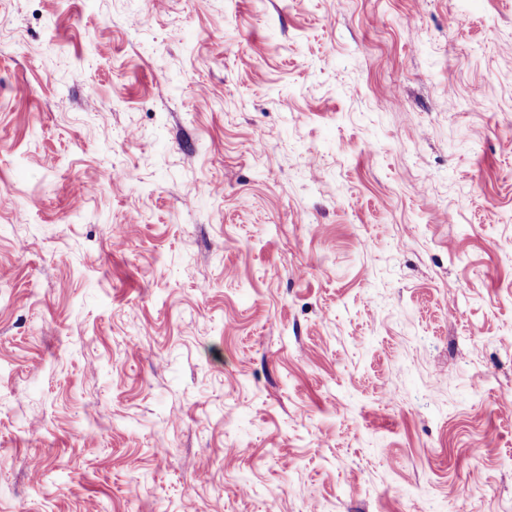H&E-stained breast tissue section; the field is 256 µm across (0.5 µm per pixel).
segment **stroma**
<instances>
[{"instance_id": "35a3bbf8", "label": "stroma", "mask_w": 512, "mask_h": 512, "mask_svg": "<svg viewBox=\"0 0 512 512\" xmlns=\"http://www.w3.org/2000/svg\"><path fill=\"white\" fill-rule=\"evenodd\" d=\"M462 499L512 512V0H0V512Z\"/></svg>"}]
</instances>
